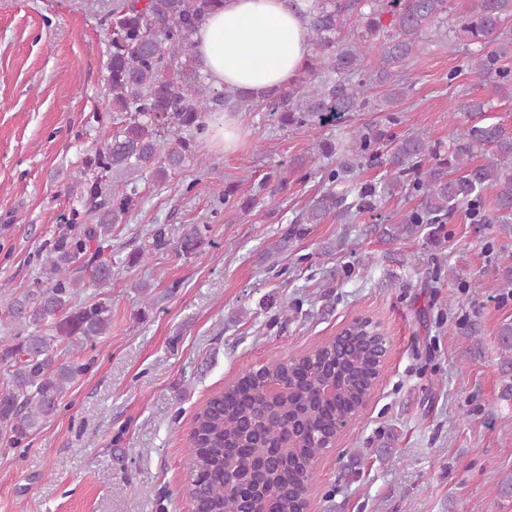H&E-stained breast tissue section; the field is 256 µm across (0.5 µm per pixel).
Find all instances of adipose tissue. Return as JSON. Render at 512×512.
<instances>
[{
  "mask_svg": "<svg viewBox=\"0 0 512 512\" xmlns=\"http://www.w3.org/2000/svg\"><path fill=\"white\" fill-rule=\"evenodd\" d=\"M195 41L213 85H234L255 99L291 84L312 51L307 19L289 0H224Z\"/></svg>",
  "mask_w": 512,
  "mask_h": 512,
  "instance_id": "obj_1",
  "label": "adipose tissue"
}]
</instances>
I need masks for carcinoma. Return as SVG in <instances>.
<instances>
[{
	"instance_id": "1",
	"label": "carcinoma",
	"mask_w": 512,
	"mask_h": 512,
	"mask_svg": "<svg viewBox=\"0 0 512 512\" xmlns=\"http://www.w3.org/2000/svg\"><path fill=\"white\" fill-rule=\"evenodd\" d=\"M223 0H112L107 11L110 53L107 62L109 111L92 115L114 131L85 154L79 171L80 199L93 217L89 224L75 209L72 232L61 237L43 264L42 275L19 295L9 297L7 316L13 335L0 340V368L9 375L0 390V444L18 448L54 416L67 387L87 363L60 360L53 339L80 348L109 331L111 309L102 302L76 303L81 288L112 285V262L103 244L112 228L126 221L138 199V182L147 173L165 182L193 154L209 124L253 104L248 92L219 90L202 73L194 34ZM310 63L297 81L271 90L264 98L284 127L355 112L366 105L362 82L369 50L380 42L372 83L384 88L386 109L406 96L400 70L416 54L426 34L451 35L479 50L472 68L497 79L501 98L512 100V81L501 63L512 61V0H473L455 15L449 0H307ZM487 101L468 93L458 101L464 115L445 155L421 132L388 136V171L380 188L366 189L354 176L355 159H346L325 175V188L312 197L295 220L322 224L329 216L349 221L388 195L419 196L418 208L402 224L442 225L460 205L480 224L494 220L482 213L483 193L496 188V217L512 215V126L485 118ZM379 134L366 126L351 135L363 158ZM490 156L474 165L476 154ZM429 155L439 164L424 174L414 168ZM208 225L190 224L175 249L189 258L207 238ZM49 327L45 336L39 331ZM380 328L356 318L337 335L302 355L271 359L241 373L195 413L187 448V482L195 486L196 512H242L237 488L248 474L245 460L268 458V481L261 494H274L294 509L305 507L315 479L317 456L337 426L356 421L379 380ZM501 370L512 378V322L498 330ZM342 379L334 401L318 406L306 389ZM294 416L306 436L291 451L269 455L276 437Z\"/></svg>"
}]
</instances>
